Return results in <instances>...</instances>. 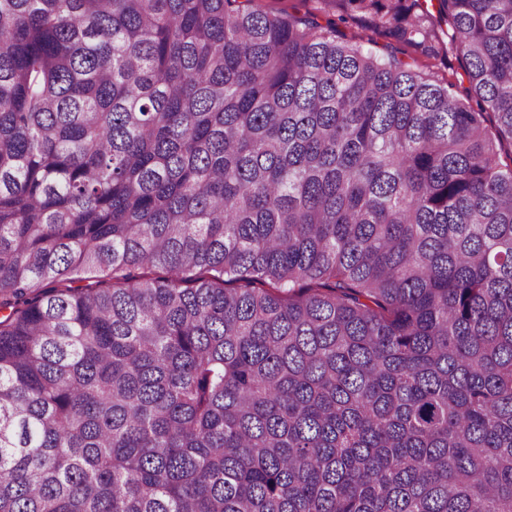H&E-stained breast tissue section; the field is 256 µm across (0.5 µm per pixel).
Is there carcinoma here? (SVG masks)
<instances>
[{"label":"carcinoma","instance_id":"carcinoma-1","mask_svg":"<svg viewBox=\"0 0 512 512\" xmlns=\"http://www.w3.org/2000/svg\"><path fill=\"white\" fill-rule=\"evenodd\" d=\"M316 2L0 0V512H512V0Z\"/></svg>","mask_w":512,"mask_h":512}]
</instances>
